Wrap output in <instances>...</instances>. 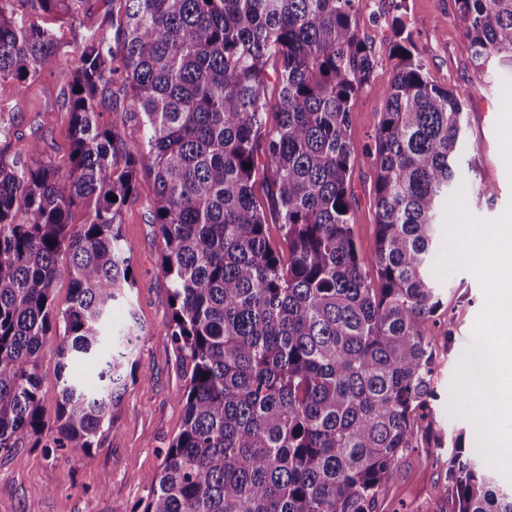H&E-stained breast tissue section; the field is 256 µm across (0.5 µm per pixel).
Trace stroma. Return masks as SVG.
Instances as JSON below:
<instances>
[{
	"label": "stroma",
	"mask_w": 512,
	"mask_h": 512,
	"mask_svg": "<svg viewBox=\"0 0 512 512\" xmlns=\"http://www.w3.org/2000/svg\"><path fill=\"white\" fill-rule=\"evenodd\" d=\"M81 14L54 15L29 11L17 24L50 31L57 44L24 92L0 83V149L26 153L33 133L47 141L45 157L60 169L71 165V115L64 105L56 74L72 65L85 38L115 41L112 0H92ZM402 20L412 36L413 53L441 87L465 94L464 123L473 186H494V200L465 191L468 211L479 218L499 217L512 202V159L504 145V117L512 110V68L480 71L471 61L455 0H359L357 34L371 44L376 76L358 97L349 115L348 135L359 161L349 189L354 213V239L363 258L372 255L375 237L373 205L375 169L363 161L375 139L385 98L382 79L397 62L394 20ZM154 180L138 176L133 201L122 209V232L133 247L136 286L112 305L113 333L131 332L137 380L128 386L112 412V422L98 435L92 460L67 449L24 448L18 457L0 456V512H113L123 506L141 512L151 485L163 466L164 450L179 433L183 408L176 393L186 383L185 366L166 341L171 318L168 282L161 272L162 238L152 224ZM436 285L442 305L426 323L439 340L435 385L441 395L430 412L432 435L441 447L406 452L390 478L381 512H446L451 490L446 478L448 457L458 438H470L475 427L462 416H449L442 402L449 394L462 353L470 346L485 296L475 275L452 270Z\"/></svg>",
	"instance_id": "stroma-1"
}]
</instances>
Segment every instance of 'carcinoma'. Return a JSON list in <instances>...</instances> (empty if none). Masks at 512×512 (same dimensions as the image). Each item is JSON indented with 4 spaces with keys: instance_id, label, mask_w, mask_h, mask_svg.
I'll return each instance as SVG.
<instances>
[{
    "instance_id": "cac0c4a2",
    "label": "carcinoma",
    "mask_w": 512,
    "mask_h": 512,
    "mask_svg": "<svg viewBox=\"0 0 512 512\" xmlns=\"http://www.w3.org/2000/svg\"><path fill=\"white\" fill-rule=\"evenodd\" d=\"M121 2L116 44L89 37L59 73L71 167L43 159L36 141L28 159L0 149V453L41 444L92 460L134 380L128 343L107 320L136 286L121 213L147 169L169 282L166 339L187 383L183 427L142 512H379L404 452L431 427L437 341L423 324L440 307L431 258L441 204L464 179V93L429 78L395 20L398 63L364 154L376 171L366 261L349 200V114L376 69L355 31L359 0ZM456 5L475 67H511L512 0ZM90 7L0 0V82L23 90L57 51L50 32L15 25L17 13ZM273 57L279 104L265 136ZM115 81L139 140L101 121ZM259 180L271 187L286 263L268 237ZM77 207L84 224L69 223ZM63 273L71 299L59 312ZM48 356L53 427L40 393ZM85 359L98 366L92 389L72 372ZM485 454L473 436L448 459V512H512V488L480 465ZM41 392L43 396L44 416L48 424L53 425L57 413L58 384L54 359L47 357L40 370Z\"/></svg>"
}]
</instances>
